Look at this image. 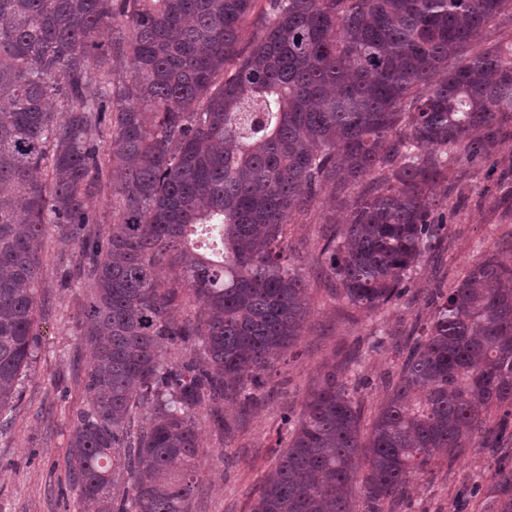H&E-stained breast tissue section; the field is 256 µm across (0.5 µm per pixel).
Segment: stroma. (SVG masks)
I'll return each mask as SVG.
<instances>
[{
  "label": "stroma",
  "mask_w": 512,
  "mask_h": 512,
  "mask_svg": "<svg viewBox=\"0 0 512 512\" xmlns=\"http://www.w3.org/2000/svg\"><path fill=\"white\" fill-rule=\"evenodd\" d=\"M512 162V124L498 152L448 161L446 236L414 268L410 292L398 304L375 313L336 298L322 254L326 220L337 200L322 192L287 226L288 244L306 281L309 309L302 335L266 379L253 403H228L223 419L198 413L206 454L192 499V512H249L265 473L288 444L285 418L297 417L320 386L327 366L355 385L362 422L370 424L386 385L396 378L398 350L428 323L426 294L446 285L475 261L481 246L512 240V196L498 188ZM73 254H59L46 242L39 290L41 317L35 360L18 386L13 421L0 431V512H83L67 483V448L80 412L92 399L84 381L92 354L80 329L90 297L86 279L62 288L58 280L74 269ZM497 457L472 448L453 464H438L431 477L416 481L389 512H484L486 490Z\"/></svg>",
  "instance_id": "obj_1"
}]
</instances>
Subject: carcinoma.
Returning a JSON list of instances; mask_svg holds the SVG:
<instances>
[{
    "label": "carcinoma",
    "mask_w": 512,
    "mask_h": 512,
    "mask_svg": "<svg viewBox=\"0 0 512 512\" xmlns=\"http://www.w3.org/2000/svg\"><path fill=\"white\" fill-rule=\"evenodd\" d=\"M257 2L0 0V426L53 233L93 288L67 470L84 512H191L197 412L264 387L301 335L294 214L363 185L323 254L336 295L379 311L442 239L448 155L494 154L512 121V45L478 49L512 0H266L244 51ZM102 193L106 227L86 208ZM425 302L370 427L328 368L249 512H358V492L384 512L437 463L512 442V248ZM484 506L512 512L511 467Z\"/></svg>",
    "instance_id": "carcinoma-1"
}]
</instances>
